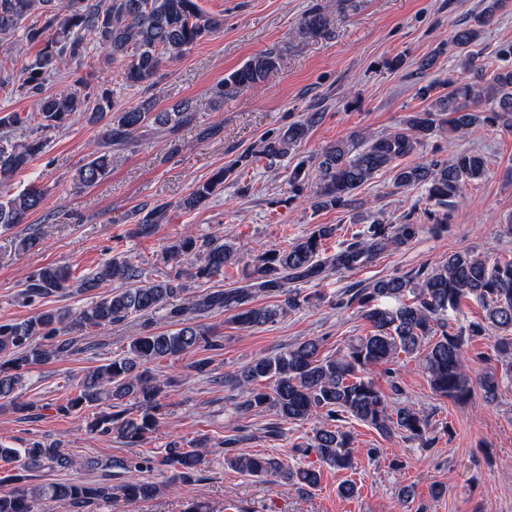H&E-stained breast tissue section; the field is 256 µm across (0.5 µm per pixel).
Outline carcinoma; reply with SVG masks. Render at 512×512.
Returning <instances> with one entry per match:
<instances>
[{
  "label": "carcinoma",
  "mask_w": 512,
  "mask_h": 512,
  "mask_svg": "<svg viewBox=\"0 0 512 512\" xmlns=\"http://www.w3.org/2000/svg\"><path fill=\"white\" fill-rule=\"evenodd\" d=\"M506 0H484L475 24L455 28L448 43L463 53L468 79L448 82V91L436 92L427 84L416 95L427 102L412 113L399 129L381 136H356L338 141L320 155L314 207L335 208L348 204L362 185L379 172L394 169L400 187H422L435 206H448L459 198L464 186L481 180L487 171L485 158L467 151L446 159L421 160L398 165L413 155L424 140L441 126L451 133H464L480 123L512 130V69L484 79L480 54L475 52L482 28L495 20ZM321 9H312L303 21L306 31L317 36L326 27ZM224 19L204 14L197 0H0V41L18 37L40 45L35 57L16 76L0 81V87L37 98L36 112H0V228L23 224L40 209L46 191L29 184L13 193L14 178L42 156L47 133L65 125L76 112L101 125L99 137L87 160L76 172L77 184L90 188L111 171L112 147L134 140L148 124L177 132L189 123L195 105L183 100L171 110L155 111L146 99L134 107L114 111L112 89L91 85L79 75L88 53L101 48L123 61L121 81L128 87L153 84L165 58H175L205 35L221 28ZM71 65L73 91L42 95L44 82ZM278 67L270 53L252 56L217 85L215 97L224 98V88L242 87L266 79ZM318 122V113L289 125L262 140L261 154L282 157L300 144ZM224 184V170L193 188L179 208L192 211L209 200ZM168 205L137 210L134 233L150 237L166 218ZM421 225L370 224L363 233L323 257V242L336 235V225L317 224L309 235L297 238L283 250H271L252 261L246 284L234 288H209L183 304L174 300L188 290L187 280H210L224 275V268L238 265L242 257L233 244L221 237L182 235L167 242L151 265L117 257L94 273L73 279L69 269L43 266L25 279L17 301L31 306L71 286L93 292L107 281L130 282L128 288L101 295L76 312L43 308L24 320L0 322V400L12 403L17 412H30L32 403L17 401L22 370L50 360H63L78 349V343L107 331L112 325L157 310L166 311L172 329L155 331L143 325L126 354L85 373L77 392L57 405V410L75 414L87 430L116 435L131 448L147 444L159 426L165 396L171 381L155 372V364L197 349L218 347L216 332L194 322L195 316L214 311L231 312L243 328L274 322L282 310L254 305L260 293H276L286 285L319 278L326 270L355 271L372 263L391 246L412 241ZM483 308L481 320L448 330V312L456 311L469 298ZM371 331L351 341L334 356L320 355L319 339H308L283 352L249 362L237 375L242 387L239 412L271 411L281 425L312 417L314 429L305 450L338 470L355 466L351 435L340 423L354 419L384 437L403 434L424 440L427 421L409 406L390 408L385 396L367 377L370 369L390 365L400 355L413 356L425 349L422 365L433 391L457 403L468 402L479 388L486 402L497 400L503 379L512 378V258L493 263L470 252L456 251L440 265L413 277H390L353 291ZM495 338L494 352L501 371H487L472 379L467 370L464 346L474 338ZM209 439L200 437L194 447L171 442L158 457H138L120 463L133 472L158 464L174 482L199 480L200 454ZM0 512H47L54 502L66 500L77 510L117 494L131 501H147L159 485L136 479L112 486L94 482L32 483L34 466L71 469L77 461L52 443L36 441L28 448L0 445ZM230 466L254 475H269L282 483L313 489L320 483V468L291 469L276 458L232 455Z\"/></svg>",
  "instance_id": "1"
}]
</instances>
